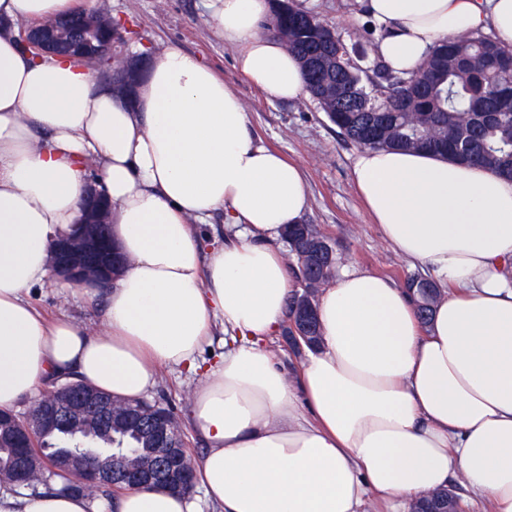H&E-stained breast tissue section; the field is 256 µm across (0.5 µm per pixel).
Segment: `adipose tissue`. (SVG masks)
<instances>
[{"instance_id":"ef3b65f1","label":"adipose tissue","mask_w":512,"mask_h":512,"mask_svg":"<svg viewBox=\"0 0 512 512\" xmlns=\"http://www.w3.org/2000/svg\"><path fill=\"white\" fill-rule=\"evenodd\" d=\"M239 70L269 99L306 89L263 25L270 0H206ZM391 68L485 29L512 48V0H366ZM73 0H0V17L73 13ZM130 260L106 290V331L47 320L30 290L76 223L89 164ZM352 181L383 238L432 271L444 296L422 324L408 292L345 265L316 305L321 342L287 377L267 349L297 288L279 246L309 197L302 167L258 144L240 99L198 56L152 59L134 102L64 57L34 61L0 34V408L77 378L128 402L157 365L202 372L192 420L206 442L195 483L214 512H402L461 479L512 512V180L425 151L360 149ZM235 229L204 250L195 224ZM224 352L197 357L216 324ZM0 512H199L191 497L0 490Z\"/></svg>"}]
</instances>
